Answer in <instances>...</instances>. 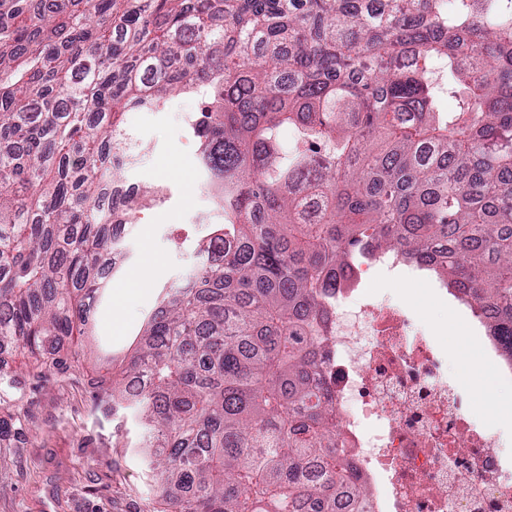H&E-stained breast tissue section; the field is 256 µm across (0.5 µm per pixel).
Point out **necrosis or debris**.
Here are the masks:
<instances>
[{
  "instance_id": "obj_1",
  "label": "necrosis or debris",
  "mask_w": 512,
  "mask_h": 512,
  "mask_svg": "<svg viewBox=\"0 0 512 512\" xmlns=\"http://www.w3.org/2000/svg\"><path fill=\"white\" fill-rule=\"evenodd\" d=\"M374 265L393 271L400 262L385 252ZM371 266L336 286L322 366L337 447L365 482L370 512H512V464L499 437L468 416L447 352L415 335L410 310L365 293Z\"/></svg>"
}]
</instances>
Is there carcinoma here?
Masks as SVG:
<instances>
[{
	"label": "carcinoma",
	"instance_id": "carcinoma-1",
	"mask_svg": "<svg viewBox=\"0 0 512 512\" xmlns=\"http://www.w3.org/2000/svg\"><path fill=\"white\" fill-rule=\"evenodd\" d=\"M0 0V447L19 349L61 338L122 257L119 116L197 97L219 227L121 379L154 512H337L324 305L383 251L435 273L512 358V0ZM456 101L443 111L442 98ZM288 128L293 143L280 132Z\"/></svg>",
	"mask_w": 512,
	"mask_h": 512
}]
</instances>
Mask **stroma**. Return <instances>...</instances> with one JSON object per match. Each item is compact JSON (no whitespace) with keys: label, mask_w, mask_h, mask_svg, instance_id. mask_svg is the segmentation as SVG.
I'll list each match as a JSON object with an SVG mask.
<instances>
[{"label":"stroma","mask_w":512,"mask_h":512,"mask_svg":"<svg viewBox=\"0 0 512 512\" xmlns=\"http://www.w3.org/2000/svg\"><path fill=\"white\" fill-rule=\"evenodd\" d=\"M188 99L174 100L165 112H127L124 122L137 137V160L124 172L138 187L162 186L160 203L142 208L125 228L126 259L93 316V333L71 336L77 360L64 373L36 382L27 361L14 356L21 402L12 447H0V512H152L155 486L132 451L141 431L131 411L113 410L93 398L92 379L118 376L146 316L162 288L179 282L197 265L196 244L210 224L212 204L201 189L196 141L181 124ZM144 279H136L138 271ZM367 290L379 302L411 306L419 331L448 341V375L458 378L461 351L479 365L475 342H462L465 306L445 290L429 291L407 278L371 271ZM473 417L503 437L512 461V435L503 416L512 414V386H498V403L488 407L476 387Z\"/></svg>","instance_id":"35a3bbf8"}]
</instances>
